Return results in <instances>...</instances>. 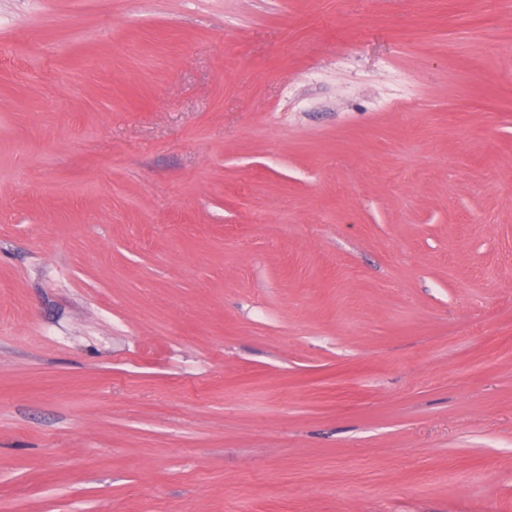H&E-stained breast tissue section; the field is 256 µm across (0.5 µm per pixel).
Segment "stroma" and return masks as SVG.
<instances>
[{
    "label": "stroma",
    "instance_id": "stroma-1",
    "mask_svg": "<svg viewBox=\"0 0 512 512\" xmlns=\"http://www.w3.org/2000/svg\"><path fill=\"white\" fill-rule=\"evenodd\" d=\"M0 512H512V0H0Z\"/></svg>",
    "mask_w": 512,
    "mask_h": 512
}]
</instances>
